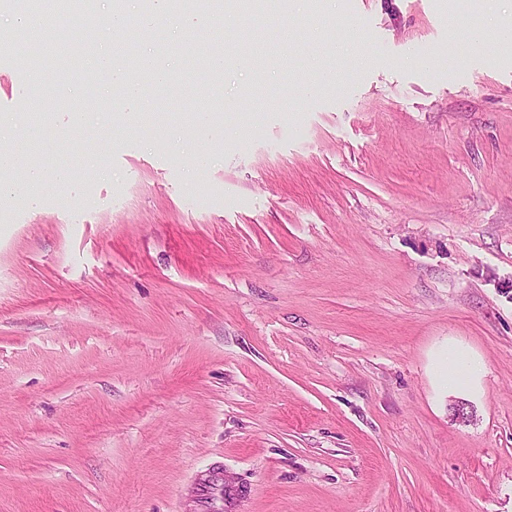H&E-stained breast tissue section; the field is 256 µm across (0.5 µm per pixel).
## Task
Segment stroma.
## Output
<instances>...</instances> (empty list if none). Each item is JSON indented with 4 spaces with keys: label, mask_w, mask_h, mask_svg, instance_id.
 Returning <instances> with one entry per match:
<instances>
[{
    "label": "stroma",
    "mask_w": 512,
    "mask_h": 512,
    "mask_svg": "<svg viewBox=\"0 0 512 512\" xmlns=\"http://www.w3.org/2000/svg\"><path fill=\"white\" fill-rule=\"evenodd\" d=\"M322 2L67 28L189 75L134 126L0 70V512H512V0ZM480 365L472 353L457 346L448 350L447 382L449 392H469L480 390Z\"/></svg>",
    "instance_id": "stroma-1"
}]
</instances>
